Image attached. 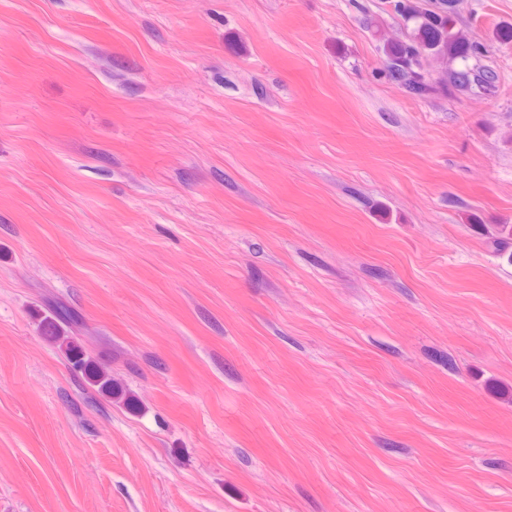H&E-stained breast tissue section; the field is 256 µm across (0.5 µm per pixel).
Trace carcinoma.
<instances>
[{
	"label": "carcinoma",
	"instance_id": "1",
	"mask_svg": "<svg viewBox=\"0 0 512 512\" xmlns=\"http://www.w3.org/2000/svg\"><path fill=\"white\" fill-rule=\"evenodd\" d=\"M393 8L403 21L414 24L408 39L388 41L384 45L389 76L408 93L422 96L434 89V82L425 76L424 61L427 59L466 61L481 55L480 45L455 30L452 0H441L436 10L421 8L417 0H394ZM439 83L459 90L477 87L491 91L495 88L496 74L480 65H465L444 71ZM486 237L493 253L512 264V225L497 224L486 230ZM54 313L55 319L45 321L44 333L57 343L63 339L57 322L75 323L77 317L61 303L55 305ZM67 353L74 366L84 369L99 393L107 396L113 394L115 382L105 368L92 366L73 347L67 348Z\"/></svg>",
	"mask_w": 512,
	"mask_h": 512
}]
</instances>
